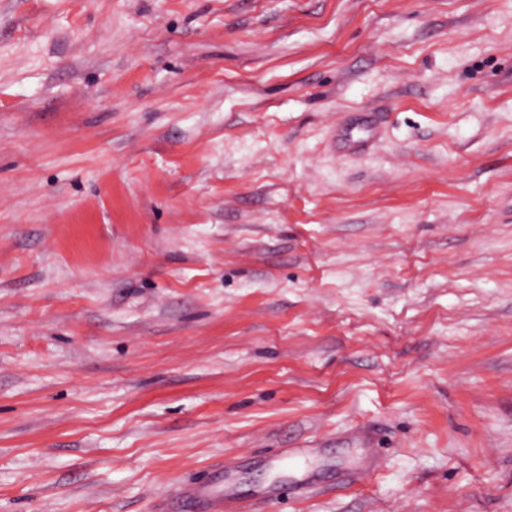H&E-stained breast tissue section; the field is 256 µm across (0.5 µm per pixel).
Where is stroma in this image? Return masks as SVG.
<instances>
[{"instance_id":"obj_1","label":"stroma","mask_w":512,"mask_h":512,"mask_svg":"<svg viewBox=\"0 0 512 512\" xmlns=\"http://www.w3.org/2000/svg\"><path fill=\"white\" fill-rule=\"evenodd\" d=\"M230 458L512 512V0H0V512Z\"/></svg>"}]
</instances>
